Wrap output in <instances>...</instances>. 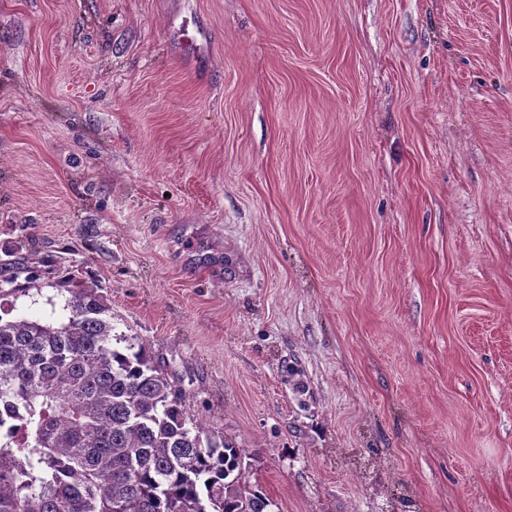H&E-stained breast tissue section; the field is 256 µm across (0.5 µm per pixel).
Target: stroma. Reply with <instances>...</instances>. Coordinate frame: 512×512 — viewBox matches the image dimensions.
Returning a JSON list of instances; mask_svg holds the SVG:
<instances>
[{
	"instance_id": "1",
	"label": "stroma",
	"mask_w": 512,
	"mask_h": 512,
	"mask_svg": "<svg viewBox=\"0 0 512 512\" xmlns=\"http://www.w3.org/2000/svg\"><path fill=\"white\" fill-rule=\"evenodd\" d=\"M12 264L279 512H512V0H0Z\"/></svg>"
}]
</instances>
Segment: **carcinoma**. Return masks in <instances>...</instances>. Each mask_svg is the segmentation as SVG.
Returning a JSON list of instances; mask_svg holds the SVG:
<instances>
[{
	"label": "carcinoma",
	"mask_w": 512,
	"mask_h": 512,
	"mask_svg": "<svg viewBox=\"0 0 512 512\" xmlns=\"http://www.w3.org/2000/svg\"><path fill=\"white\" fill-rule=\"evenodd\" d=\"M9 277L0 297L25 293ZM60 321L0 315V512H273L245 449L193 414L93 285Z\"/></svg>",
	"instance_id": "carcinoma-1"
}]
</instances>
